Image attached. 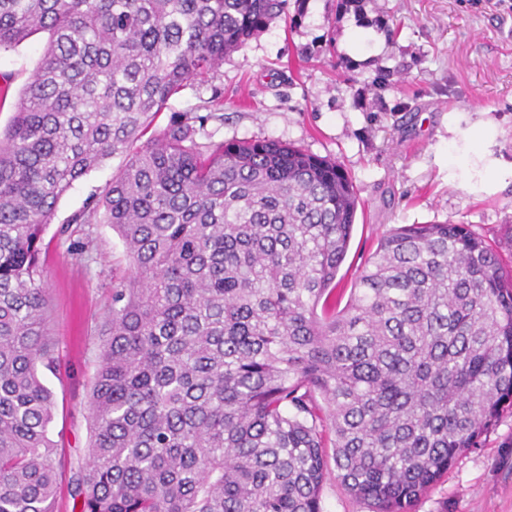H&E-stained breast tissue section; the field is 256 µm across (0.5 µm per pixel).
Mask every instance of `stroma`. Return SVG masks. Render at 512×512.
I'll return each instance as SVG.
<instances>
[{
	"mask_svg": "<svg viewBox=\"0 0 512 512\" xmlns=\"http://www.w3.org/2000/svg\"><path fill=\"white\" fill-rule=\"evenodd\" d=\"M46 39L37 33L0 53L1 133ZM477 109L499 123L494 152L512 162V0H286L216 74L174 95L148 133L187 122L201 126V143L265 139L340 161L359 198L336 277L346 295L380 238L399 224L470 225L512 270V181L491 195L448 181V114ZM126 161L114 154L74 181L43 233L48 328L60 363L38 375L55 398L49 436L74 464L89 444L99 324L113 283L130 270L109 225L93 226L86 263L70 252L81 232L59 229L104 193ZM414 512H512L511 408Z\"/></svg>",
	"mask_w": 512,
	"mask_h": 512,
	"instance_id": "stroma-1",
	"label": "stroma"
}]
</instances>
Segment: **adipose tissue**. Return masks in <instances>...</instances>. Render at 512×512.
<instances>
[{
  "mask_svg": "<svg viewBox=\"0 0 512 512\" xmlns=\"http://www.w3.org/2000/svg\"><path fill=\"white\" fill-rule=\"evenodd\" d=\"M448 133V171L452 180L468 182L470 171L476 168L481 173L483 190L490 192L512 177V162L496 157L492 151L499 130L484 112L472 117L449 116Z\"/></svg>",
  "mask_w": 512,
  "mask_h": 512,
  "instance_id": "1",
  "label": "adipose tissue"
}]
</instances>
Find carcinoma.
<instances>
[{
  "instance_id": "1",
  "label": "carcinoma",
  "mask_w": 512,
  "mask_h": 512,
  "mask_svg": "<svg viewBox=\"0 0 512 512\" xmlns=\"http://www.w3.org/2000/svg\"><path fill=\"white\" fill-rule=\"evenodd\" d=\"M281 9L0 0V52L49 32L0 136V512H54L42 233L118 152L124 168L70 219L110 225L133 268L112 286L69 479L81 512H321L332 466L372 512H411L512 407V272L468 225L391 228L343 305L357 196L340 163L203 145L181 124L141 141Z\"/></svg>"
}]
</instances>
